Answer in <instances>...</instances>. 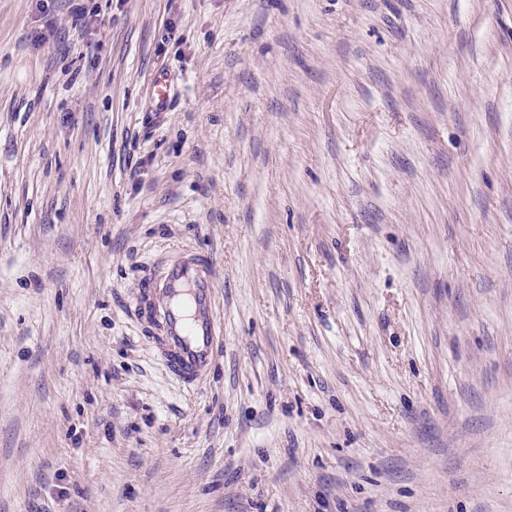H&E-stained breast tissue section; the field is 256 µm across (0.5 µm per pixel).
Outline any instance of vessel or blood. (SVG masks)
<instances>
[{
    "label": "vessel or blood",
    "mask_w": 512,
    "mask_h": 512,
    "mask_svg": "<svg viewBox=\"0 0 512 512\" xmlns=\"http://www.w3.org/2000/svg\"><path fill=\"white\" fill-rule=\"evenodd\" d=\"M215 293L212 265L203 255L171 262L160 279L137 286L135 310L151 328L149 345L182 383L196 381L216 357L222 328Z\"/></svg>",
    "instance_id": "obj_1"
}]
</instances>
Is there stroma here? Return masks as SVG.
Segmentation results:
<instances>
[{
	"label": "stroma",
	"mask_w": 512,
	"mask_h": 512,
	"mask_svg": "<svg viewBox=\"0 0 512 512\" xmlns=\"http://www.w3.org/2000/svg\"><path fill=\"white\" fill-rule=\"evenodd\" d=\"M0 512H512V0H0ZM216 280L210 260L173 261L160 279L140 281L135 311L151 328L150 347L167 371L193 383L213 363L222 328L214 314Z\"/></svg>",
	"instance_id": "35a3bbf8"
}]
</instances>
